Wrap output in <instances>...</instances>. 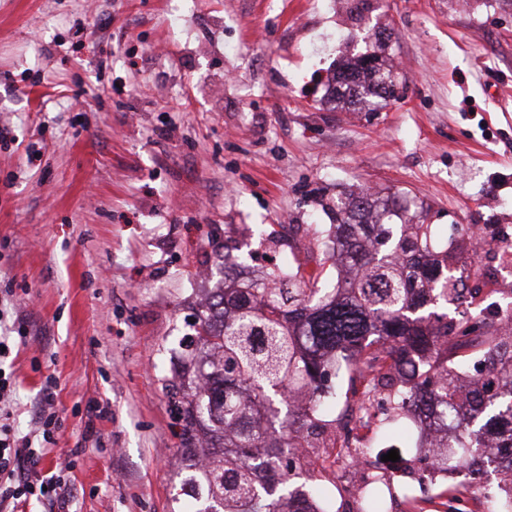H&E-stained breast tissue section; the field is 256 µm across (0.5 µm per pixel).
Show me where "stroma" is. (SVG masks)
I'll list each match as a JSON object with an SVG mask.
<instances>
[{
  "instance_id": "stroma-1",
  "label": "stroma",
  "mask_w": 512,
  "mask_h": 512,
  "mask_svg": "<svg viewBox=\"0 0 512 512\" xmlns=\"http://www.w3.org/2000/svg\"><path fill=\"white\" fill-rule=\"evenodd\" d=\"M0 0V368L27 433L57 381L71 512H195L193 463L168 385L204 289L225 268L316 270L314 191L388 187L423 200L439 240L512 241V0ZM375 26L402 97L376 112L322 102ZM284 246L262 243L268 234ZM474 308L512 302V252L480 254ZM392 485L419 486L403 447ZM18 323L17 326V335L18 336H10L6 335L2 336V333L0 334V358H5L8 354L11 353L12 347L15 345L16 342L19 344H25L27 342V335H30L29 329H28V321L27 318L22 315L16 313L15 319L13 324ZM2 348H6V351H2Z\"/></svg>"
}]
</instances>
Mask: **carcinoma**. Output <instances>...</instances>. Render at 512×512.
<instances>
[{"instance_id":"cac0c4a2","label":"carcinoma","mask_w":512,"mask_h":512,"mask_svg":"<svg viewBox=\"0 0 512 512\" xmlns=\"http://www.w3.org/2000/svg\"><path fill=\"white\" fill-rule=\"evenodd\" d=\"M372 38L374 53L342 64L331 92L375 111L395 74L383 59L390 30L379 27ZM314 206L330 219L313 228L317 274L282 262L244 279L226 273L222 293L199 307L196 348L178 376L182 434L198 450L181 486L201 495L197 512H299L293 484L300 478L318 497L317 470L291 448L297 440L319 447L327 425L319 410L325 366L336 352L355 357L348 390H385L388 434L429 395L445 408L453 404L457 372L468 362L460 351L479 332L494 376L472 380L454 443L431 457L417 481L455 470L482 483L466 458L489 430L512 452V354L499 352L484 310L470 322L448 314V306L459 309L473 292L457 273L458 264L473 259L469 250L438 246L430 207L389 188H345L334 199L316 197ZM399 368L410 382L397 387L390 374ZM331 390L338 400L348 391ZM296 401L308 409L295 412ZM388 487L385 473H370L360 512H386ZM488 498V512H512V479L488 490Z\"/></svg>"}]
</instances>
